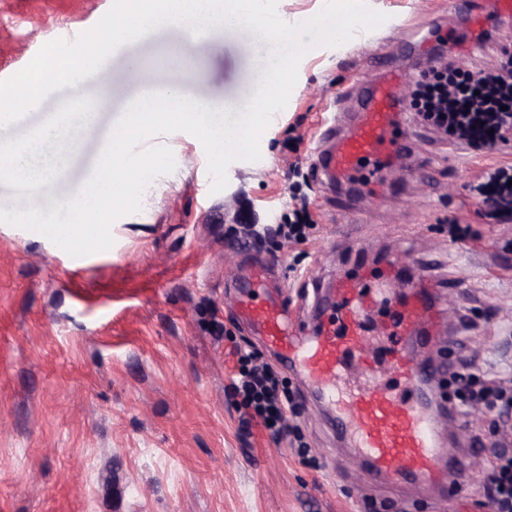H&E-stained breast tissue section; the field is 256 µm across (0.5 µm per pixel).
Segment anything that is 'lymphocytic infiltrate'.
Listing matches in <instances>:
<instances>
[{
  "instance_id": "f902f5d3",
  "label": "lymphocytic infiltrate",
  "mask_w": 512,
  "mask_h": 512,
  "mask_svg": "<svg viewBox=\"0 0 512 512\" xmlns=\"http://www.w3.org/2000/svg\"><path fill=\"white\" fill-rule=\"evenodd\" d=\"M410 106L449 141L472 151H491L512 140V60L472 70L439 62L416 81ZM474 190L487 216L512 221V165L485 169ZM233 353L239 367L229 395L245 424H257L273 441H280L292 430L293 395L259 352L237 347ZM448 394L460 404L494 414L499 423L512 421V386L503 380L461 368L449 377ZM480 495L490 512H512V448L490 453Z\"/></svg>"
}]
</instances>
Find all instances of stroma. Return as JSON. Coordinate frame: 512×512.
I'll return each mask as SVG.
<instances>
[{"label": "stroma", "mask_w": 512, "mask_h": 512, "mask_svg": "<svg viewBox=\"0 0 512 512\" xmlns=\"http://www.w3.org/2000/svg\"><path fill=\"white\" fill-rule=\"evenodd\" d=\"M112 3L0 0V80L65 31L92 28ZM366 3L388 21L304 55L288 105L261 139L260 160L233 163L221 192L210 191L196 137L157 134L150 145L171 149L176 167L147 188L140 212L113 223L109 250L73 257L41 233L0 223V512H365V498L393 499L366 482L358 454L295 374L287 379L301 407L290 422L310 462L288 441L243 426L227 394L232 343L280 364L245 330L236 307L255 259L271 266L283 297L312 331L330 314L311 312L307 291L326 303L339 281L354 278L375 293L364 316L366 351L376 361L374 381L391 390L403 384L386 328L391 305L409 294L400 285L407 272L421 288L435 277L455 280L438 289L432 326L454 311L477 324L468 332L457 322L451 335L412 344L414 360H467L488 372L512 366V222L480 214L471 192L485 167L512 164V141L490 154L455 150L409 111L400 123L414 131L416 160L428 171L390 167L380 186H329L311 177L327 107L350 110L356 86L375 77L373 54H393L407 97L420 73L418 56L431 55L438 38L413 57L395 55V48L432 25L438 37L457 33L448 0ZM469 35L485 47L473 53L450 45L458 65H492L512 37V20H479ZM270 48L238 25L195 35L166 24L125 44L108 69L70 89L98 108L90 133L43 185L45 205L76 194L90 178L122 108L139 91L137 76L194 101L224 104L235 117L255 94ZM175 55L182 67L171 66ZM303 202L314 223L307 244L266 235ZM454 222L469 225L468 239L449 237ZM434 386L439 408L464 421L458 431L440 428L441 446L467 449L471 465L456 498L431 484L403 509L474 512L485 458L473 439L494 432L512 445V422L495 431L483 414L450 406L444 381Z\"/></svg>", "instance_id": "stroma-1"}]
</instances>
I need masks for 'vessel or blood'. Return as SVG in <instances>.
<instances>
[{
  "label": "vessel or blood",
  "mask_w": 512,
  "mask_h": 512,
  "mask_svg": "<svg viewBox=\"0 0 512 512\" xmlns=\"http://www.w3.org/2000/svg\"><path fill=\"white\" fill-rule=\"evenodd\" d=\"M455 11L473 21L475 13L486 18L512 17V0H453ZM378 81L358 91V109L344 126L329 125L322 132L328 143L313 169L322 182L352 176L367 167L370 179H380L388 164L403 170L413 167V145L396 136L395 122L406 105L399 95L401 76L384 62L373 65ZM271 284L257 273L240 300L241 311L263 342L274 348L283 365L297 370L312 388L333 407L338 429L351 433L364 456L367 475L389 486L403 479L443 478L449 495H456L459 476L468 469L466 458L449 460L439 467V442L435 423L424 410L421 387L447 375V362L419 365L398 353V372L405 391L397 394L385 387L357 385L344 388L349 362L363 348L362 316L368 304L361 290L344 285L336 290L332 321L314 334L300 332L285 300L270 296ZM418 325L408 309L395 310L389 328L394 344L413 337Z\"/></svg>",
  "instance_id": "obj_1"
}]
</instances>
